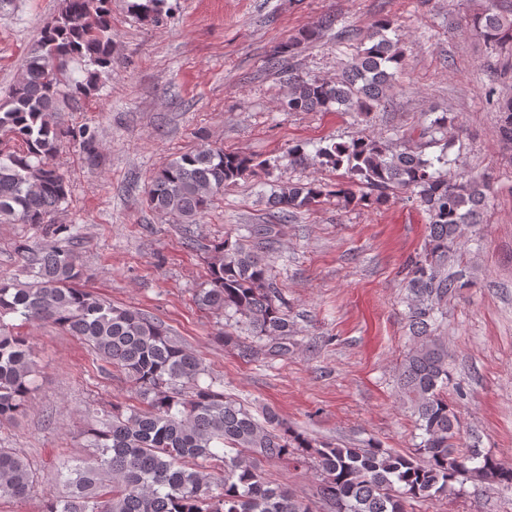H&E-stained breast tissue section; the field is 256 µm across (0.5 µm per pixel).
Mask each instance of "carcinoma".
Returning <instances> with one entry per match:
<instances>
[{
  "label": "carcinoma",
  "instance_id": "obj_1",
  "mask_svg": "<svg viewBox=\"0 0 512 512\" xmlns=\"http://www.w3.org/2000/svg\"><path fill=\"white\" fill-rule=\"evenodd\" d=\"M165 0H133L131 10L149 21ZM474 27L495 46L512 47V4L490 0L473 18ZM388 20L377 22L334 81L307 78L289 66L288 45L270 64L288 75L290 112H352L368 121L392 96L403 59L389 38ZM112 0H61L57 16L40 33L8 97L0 103V224H43L45 240L19 251L20 276L0 277V317L18 315L23 323H50L86 344L138 387L140 403L112 405L84 434L92 456L66 458L59 466L61 491L49 493L42 512H314L311 503L286 485H272L265 461L295 467L312 458L320 471L318 495L332 512H405L406 499L449 495L462 477L512 489V466L472 445L460 449V421L448 404V347L435 335L437 314L450 297L474 286L464 269L448 270L463 244L467 227L480 223L487 186L472 176L458 180L444 143L454 118L438 112L422 127L424 145L443 143L439 155L393 149L361 135L316 149L319 165L344 170L347 181L328 190L322 184L288 185L271 202L287 219L325 196L372 205L387 203L389 191L404 190L428 218L420 254L405 270L406 302L413 346L400 364L396 385L421 431L417 455L383 448L340 447L318 442L267 411L258 417L215 389L202 377L200 359L173 337L168 327L141 312L114 306L83 285L78 251L57 245L73 240L72 224L50 217L67 196L66 179L48 162L61 134L57 120L63 88L75 99L90 93L101 75L112 70ZM94 66L81 81L70 82L72 61ZM500 140L512 143V99L497 102ZM264 162L202 145L175 157L154 173L148 206L176 224L193 225L224 188L255 173ZM267 225L244 239L187 245L203 251L205 285L195 305L224 315L218 339L244 356L288 354L294 333L276 277L255 239L270 237ZM26 280H20V277ZM38 386V370L28 337L15 325L0 323V424L26 412ZM35 486L27 460L14 448L0 446V500H22Z\"/></svg>",
  "mask_w": 512,
  "mask_h": 512
}]
</instances>
